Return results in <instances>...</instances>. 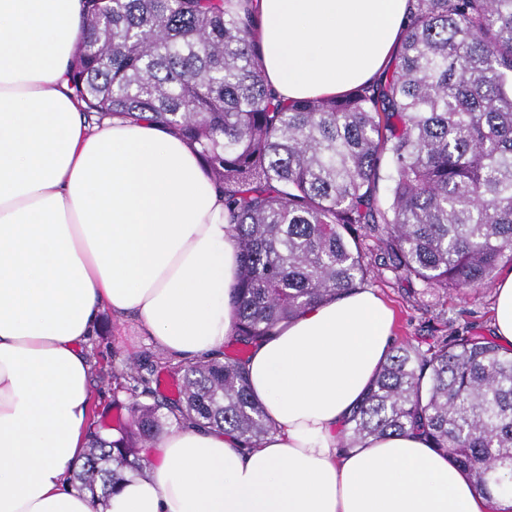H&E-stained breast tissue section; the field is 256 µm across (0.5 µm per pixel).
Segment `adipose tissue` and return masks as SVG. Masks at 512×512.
Here are the masks:
<instances>
[{
    "mask_svg": "<svg viewBox=\"0 0 512 512\" xmlns=\"http://www.w3.org/2000/svg\"><path fill=\"white\" fill-rule=\"evenodd\" d=\"M262 74L285 101L370 84L409 0H254ZM81 0H0V512H512L415 431L341 447L336 432L392 346V313L358 290L250 347L277 429L245 448L216 430L158 444L97 506L68 481L86 456L103 310L178 359L233 333L237 253L224 195L159 123H87L68 86Z\"/></svg>",
    "mask_w": 512,
    "mask_h": 512,
    "instance_id": "1",
    "label": "adipose tissue"
}]
</instances>
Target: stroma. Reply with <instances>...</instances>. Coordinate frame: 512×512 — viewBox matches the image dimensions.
<instances>
[{
    "mask_svg": "<svg viewBox=\"0 0 512 512\" xmlns=\"http://www.w3.org/2000/svg\"><path fill=\"white\" fill-rule=\"evenodd\" d=\"M364 252L372 257L373 271L363 287L378 295L393 312V344L427 345L442 335L446 324L489 336L493 333V288L465 296L456 292L426 289L417 280L395 276L383 261L377 238L360 240ZM84 352L92 365L91 417L106 428L126 423L131 400L125 393H113V372L140 361L152 367V387L163 397L178 399L180 381L161 359L162 348L147 330L134 319L114 317L103 311L96 335L85 345Z\"/></svg>",
    "mask_w": 512,
    "mask_h": 512,
    "instance_id": "1",
    "label": "stroma"
}]
</instances>
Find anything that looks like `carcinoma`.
I'll list each match as a JSON object with an SVG mask.
<instances>
[{
  "mask_svg": "<svg viewBox=\"0 0 512 512\" xmlns=\"http://www.w3.org/2000/svg\"><path fill=\"white\" fill-rule=\"evenodd\" d=\"M389 78L332 98L282 102L262 75L248 0H83L67 73L83 111L181 135L224 189L237 249L234 336L247 346L307 307L358 289L361 237L427 288H487L512 263V0H414ZM391 169L379 195L383 167ZM112 375L134 399L119 438L90 431L77 489L105 502L165 427H211L257 448L276 430L246 359ZM418 430L488 500L512 487V355L456 329L381 364L342 446Z\"/></svg>",
  "mask_w": 512,
  "mask_h": 512,
  "instance_id": "1",
  "label": "carcinoma"
}]
</instances>
